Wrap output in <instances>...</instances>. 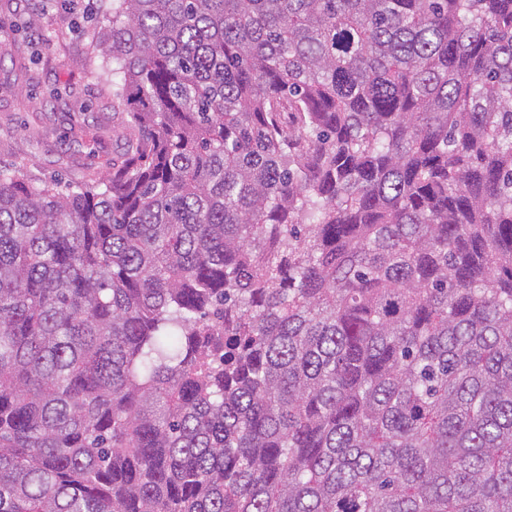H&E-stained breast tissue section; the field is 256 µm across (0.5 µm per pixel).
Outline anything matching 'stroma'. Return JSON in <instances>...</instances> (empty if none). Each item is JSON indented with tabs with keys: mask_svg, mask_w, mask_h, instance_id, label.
Instances as JSON below:
<instances>
[{
	"mask_svg": "<svg viewBox=\"0 0 512 512\" xmlns=\"http://www.w3.org/2000/svg\"><path fill=\"white\" fill-rule=\"evenodd\" d=\"M100 0H0V163L69 193L112 175L134 137L112 74L88 65Z\"/></svg>",
	"mask_w": 512,
	"mask_h": 512,
	"instance_id": "obj_1",
	"label": "stroma"
}]
</instances>
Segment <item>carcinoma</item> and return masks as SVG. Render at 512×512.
I'll return each mask as SVG.
<instances>
[{
	"mask_svg": "<svg viewBox=\"0 0 512 512\" xmlns=\"http://www.w3.org/2000/svg\"><path fill=\"white\" fill-rule=\"evenodd\" d=\"M131 156L0 166V512H512V0H112Z\"/></svg>",
	"mask_w": 512,
	"mask_h": 512,
	"instance_id": "obj_1",
	"label": "carcinoma"
}]
</instances>
